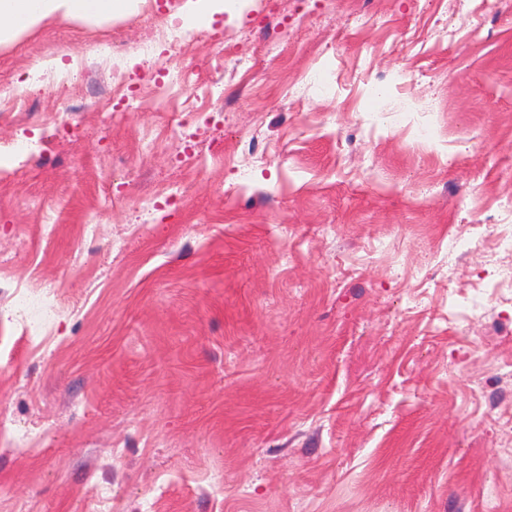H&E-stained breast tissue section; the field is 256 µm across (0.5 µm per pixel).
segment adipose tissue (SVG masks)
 Returning <instances> with one entry per match:
<instances>
[{
  "mask_svg": "<svg viewBox=\"0 0 512 512\" xmlns=\"http://www.w3.org/2000/svg\"><path fill=\"white\" fill-rule=\"evenodd\" d=\"M140 0H0V45L57 22L97 23L129 12Z\"/></svg>",
  "mask_w": 512,
  "mask_h": 512,
  "instance_id": "ef3b65f1",
  "label": "adipose tissue"
}]
</instances>
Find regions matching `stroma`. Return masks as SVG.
Wrapping results in <instances>:
<instances>
[{
    "label": "stroma",
    "mask_w": 512,
    "mask_h": 512,
    "mask_svg": "<svg viewBox=\"0 0 512 512\" xmlns=\"http://www.w3.org/2000/svg\"><path fill=\"white\" fill-rule=\"evenodd\" d=\"M182 2L0 46V512H512V0ZM224 12L223 0H185L179 16L185 22L203 21L214 13ZM183 39V33L170 28L162 18L145 30L137 50L148 56L153 54L158 45H178ZM18 303L25 312L28 331L33 332V336H40L52 319V308L43 296L33 293H22Z\"/></svg>",
    "instance_id": "stroma-1"
}]
</instances>
